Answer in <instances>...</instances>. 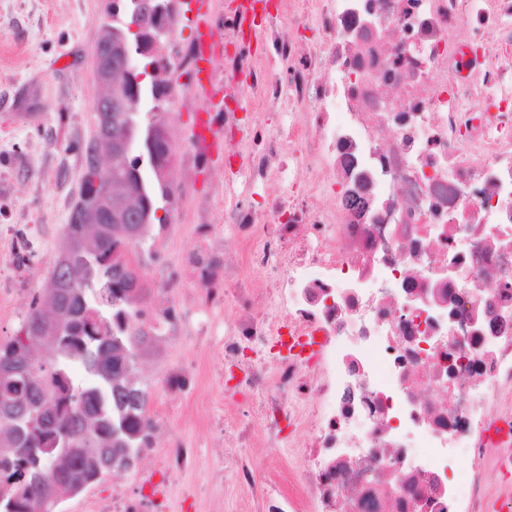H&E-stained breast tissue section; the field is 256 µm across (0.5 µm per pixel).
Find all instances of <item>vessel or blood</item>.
Listing matches in <instances>:
<instances>
[{"mask_svg": "<svg viewBox=\"0 0 512 512\" xmlns=\"http://www.w3.org/2000/svg\"><path fill=\"white\" fill-rule=\"evenodd\" d=\"M214 0H195V35L198 58L192 70L186 73V81L197 86L204 101L198 117L194 141L203 154L209 155L220 150L219 129L211 119L216 105L222 104L223 94L219 85L211 77V58L217 44L218 35L213 23ZM489 438L498 449V464L501 472L512 474V418L502 417L490 429Z\"/></svg>", "mask_w": 512, "mask_h": 512, "instance_id": "b4317fda", "label": "vessel or blood"}]
</instances>
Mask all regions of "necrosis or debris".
I'll return each mask as SVG.
<instances>
[{"mask_svg":"<svg viewBox=\"0 0 512 512\" xmlns=\"http://www.w3.org/2000/svg\"><path fill=\"white\" fill-rule=\"evenodd\" d=\"M287 15L317 39L284 35ZM257 25L271 55L217 18L214 79L224 161L263 204L224 206L234 253L206 250L204 223L187 270L198 288L224 266L236 315L218 358L263 392V437L277 441L289 396L306 400L315 468L287 512H404L410 497L483 512L448 460L482 453L485 404L512 382V0H277ZM255 271L275 312L254 310ZM291 336L319 337L315 359L289 354ZM271 344L274 371L244 360Z\"/></svg>","mask_w":512,"mask_h":512,"instance_id":"1","label":"necrosis or debris"}]
</instances>
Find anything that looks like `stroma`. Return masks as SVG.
Wrapping results in <instances>:
<instances>
[{
	"label": "stroma",
	"instance_id": "stroma-1",
	"mask_svg": "<svg viewBox=\"0 0 512 512\" xmlns=\"http://www.w3.org/2000/svg\"><path fill=\"white\" fill-rule=\"evenodd\" d=\"M111 12L112 0H0V340L13 334L32 300L49 298L51 266L82 188L101 93L94 55ZM179 94L167 121L174 158L167 175L172 192L161 202L166 220L133 251L147 305L171 315L163 329H149L133 369L150 393L153 445L141 450L133 470L112 471L64 502L63 512H85L92 499L153 493L162 496L164 512H254L249 491L227 476L237 463L267 483L283 474L299 483L311 469L296 423L282 422L279 445L270 449L258 436L260 392L219 381L214 351L235 316L230 286L216 276L213 286L223 299L203 316L200 296L183 283L182 262L198 220L224 186V156L181 161L197 113L194 89L183 85ZM185 369L191 375L183 389L163 390L165 380ZM174 439L196 455L189 470L172 476L157 465L155 451ZM476 476L485 501L508 489L494 448L476 465L458 456L462 488Z\"/></svg>",
	"mask_w": 512,
	"mask_h": 512
}]
</instances>
